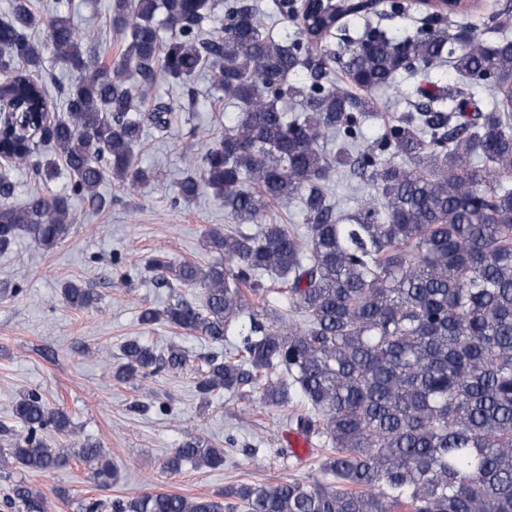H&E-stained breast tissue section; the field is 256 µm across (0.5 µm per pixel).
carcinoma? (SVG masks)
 <instances>
[{"mask_svg":"<svg viewBox=\"0 0 512 512\" xmlns=\"http://www.w3.org/2000/svg\"><path fill=\"white\" fill-rule=\"evenodd\" d=\"M214 0H112L110 26L123 36L119 56L102 63L73 18H44L32 0H12L0 19V113L39 128L29 142L4 133L13 167L33 164L39 180L69 173L67 191L39 190L26 202L0 180V251L24 234L53 249L74 221L72 200L101 212L110 181L128 191L153 171L137 162L147 130L166 131L172 105L154 97L158 76L190 88L201 74L236 109L217 140L186 132L189 173L173 206L202 194L224 203L226 231L204 237L216 256L173 265L161 253L134 263L170 284L198 291L147 307L144 325L166 323L221 344L232 324L243 339L222 359L205 358L196 391L240 397L258 390L284 407L301 398L291 420L326 447L317 475L276 485L241 484L214 498L166 492L85 498L81 512H512V25L507 6L483 28L427 17L404 39L379 27L346 41L341 55L322 45L333 13L311 0H224V26L205 32ZM302 17L301 35L275 39L265 19ZM44 26L49 42L34 37ZM51 68L80 72L65 92L63 114L40 124L51 102ZM339 63L347 83L334 81ZM449 65L452 85L429 81ZM420 71L428 86L387 122L383 137L362 139L361 123L379 117L372 93L403 72ZM305 72L308 83L290 78ZM487 93L499 102L480 106ZM336 142L335 151L325 143ZM349 171L372 190L351 212L330 191ZM295 200L301 234L269 220L270 204ZM257 224L254 231L250 225ZM267 276L277 289L265 285ZM277 292L286 310L254 309ZM67 303L89 306L93 289L71 283ZM114 377L147 380L183 367L185 352L129 339ZM23 431L8 455L19 468L49 472L72 456L94 465L109 485L112 461L87 440L68 453L47 443L72 432L71 419L30 390L13 407ZM224 450L201 438L175 449L166 468H215ZM17 512H49L46 497L23 484L5 494Z\"/></svg>","mask_w":512,"mask_h":512,"instance_id":"1","label":"carcinoma"}]
</instances>
